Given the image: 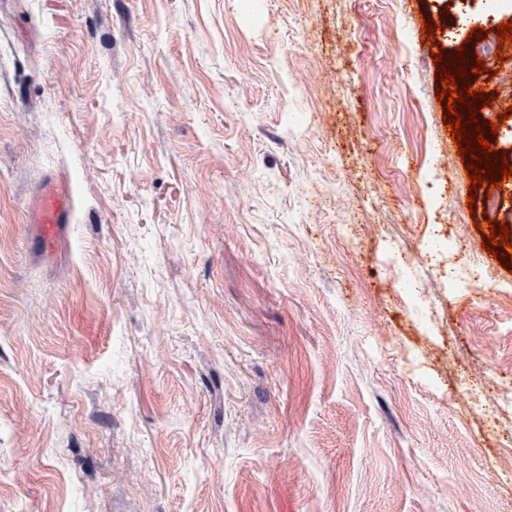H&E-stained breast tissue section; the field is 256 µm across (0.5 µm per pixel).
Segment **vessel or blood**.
<instances>
[{"instance_id": "1", "label": "vessel or blood", "mask_w": 512, "mask_h": 512, "mask_svg": "<svg viewBox=\"0 0 512 512\" xmlns=\"http://www.w3.org/2000/svg\"><path fill=\"white\" fill-rule=\"evenodd\" d=\"M73 194L66 182H47L37 197L31 216L35 236L45 248H52L66 232L73 215Z\"/></svg>"}]
</instances>
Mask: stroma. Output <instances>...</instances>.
Returning <instances> with one entry per match:
<instances>
[{
	"label": "stroma",
	"instance_id": "35a3bbf8",
	"mask_svg": "<svg viewBox=\"0 0 512 512\" xmlns=\"http://www.w3.org/2000/svg\"><path fill=\"white\" fill-rule=\"evenodd\" d=\"M485 2L0 0V512H512L433 58ZM437 235L484 279L387 267ZM73 194L64 181L47 182L37 197L30 224H35V236L45 248L54 247L66 232L73 215Z\"/></svg>",
	"mask_w": 512,
	"mask_h": 512
}]
</instances>
